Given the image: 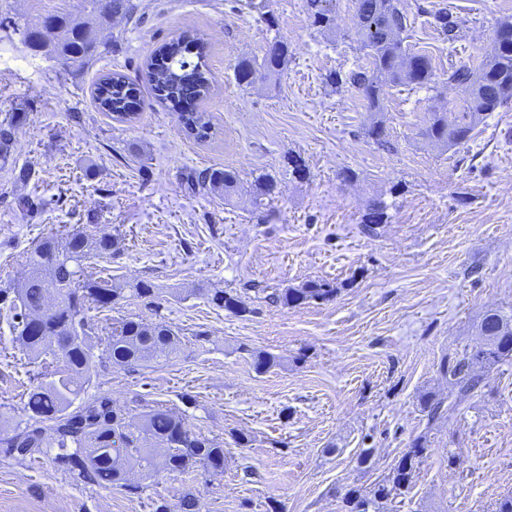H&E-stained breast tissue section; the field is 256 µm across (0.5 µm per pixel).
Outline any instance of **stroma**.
Here are the masks:
<instances>
[{"label": "stroma", "mask_w": 512, "mask_h": 512, "mask_svg": "<svg viewBox=\"0 0 512 512\" xmlns=\"http://www.w3.org/2000/svg\"><path fill=\"white\" fill-rule=\"evenodd\" d=\"M131 2L132 15L103 24L85 0H0L1 19L32 23L58 11L103 44L89 63L69 66L0 28V120L19 106L29 112L0 164V290L22 285L26 258L48 232L84 227L116 240L86 274L149 280L159 305L130 299L104 317L165 321L182 352L135 371L103 362L86 393L134 414L156 404L179 411L191 431L223 442L224 472L160 469L133 494L85 483L40 453L0 454V512H180L188 492L197 512H341L348 489L388 475L421 434L427 448L408 493L379 512H493L512 492V362L461 399L439 366L480 344L487 310L512 312V105L487 114L468 142L441 149L425 138L426 120L438 108L461 118L463 90L438 100L394 86L372 114L356 91L328 84L330 72L366 62L355 0H334L332 33L313 25L304 0H269V23L247 0ZM431 2L405 0L416 17L409 49L428 54L439 76L452 63L478 66L496 21L512 17V0H444L463 20L449 45L417 13ZM186 30L209 42L214 87L201 108L213 127L203 141L157 102L145 68L151 50ZM277 39L287 62L238 84L237 61L262 60ZM109 71L139 84L134 121L98 110L94 85ZM374 119L386 145L364 133ZM292 154L305 159L307 179L291 175ZM212 167L235 170L245 191L272 177L266 221L197 186ZM346 170L356 174L348 185ZM374 199L391 220L369 236L359 221ZM310 280L336 286V296L296 307L269 299ZM213 288L238 296L245 312L211 304ZM5 309L0 302V423L11 430L27 422L21 394L39 367L12 346ZM259 354L277 365L256 371ZM426 393L457 401L455 413L428 421ZM240 432L248 445L236 444Z\"/></svg>", "instance_id": "1"}]
</instances>
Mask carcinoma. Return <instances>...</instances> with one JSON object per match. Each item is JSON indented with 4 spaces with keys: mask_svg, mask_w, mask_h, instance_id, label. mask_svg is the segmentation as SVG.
Listing matches in <instances>:
<instances>
[{
    "mask_svg": "<svg viewBox=\"0 0 512 512\" xmlns=\"http://www.w3.org/2000/svg\"><path fill=\"white\" fill-rule=\"evenodd\" d=\"M103 21L114 14H128L129 0H86ZM306 11L319 28L334 22L332 0H305ZM430 25L442 40L457 38L460 19L445 7L429 12ZM356 29L368 58L369 67L329 75L332 83L348 85L363 95L370 112L383 111L385 88L391 85H415L432 91L438 85L456 86L467 91L465 136L472 137L477 122L512 100V21L503 20L496 30L501 40L483 60L479 71L467 65L448 70L438 82L430 60L410 54L404 46L410 37L412 22L401 0H356ZM24 42L31 48L50 43L52 52L66 62L83 65L99 54L93 32L71 25L61 12L47 13L33 26H24ZM207 43L196 32L185 31L159 45L146 61L151 90L158 102L178 115L186 133L196 140L209 138L212 130L208 113L200 104L211 93L213 75L206 63ZM288 57V44L276 41L269 46L261 67L276 71ZM257 69L249 59L234 66L238 83L250 85ZM94 100L98 109L122 120H132L141 106L139 84L127 76L109 72L95 83ZM29 113L23 108L0 121V161L11 156L13 131L26 123ZM424 135L435 144L448 147L460 144L459 131L448 124L445 113H430ZM202 181L224 188L231 194L238 187V175L229 168H210ZM276 185L265 175L255 180L251 213L261 211L265 200L275 194ZM389 206L382 200L368 202L360 224L367 233H376L389 223ZM115 242L84 229H72L44 237L28 257L29 276L12 303V345L32 360L51 355L57 363L54 378H33L26 389L23 411L37 427L0 430V453L24 460L41 448H55L56 466L83 481L103 488H130L128 476L137 469L151 476L154 452L162 444L171 446L164 453V468L184 472L200 465L214 474L224 472V448L220 442L187 428L178 412L157 405L143 415H132L115 408L107 395H93L78 405L75 399L85 391L103 360L135 369L150 361L169 362L181 348L172 327L164 321L146 323L134 317L115 319L101 354L94 353L91 339L96 325L91 311L113 308L125 295L154 300L156 288L147 280L120 283L111 277L91 278L85 274V262L112 253ZM337 289L326 282L309 281L300 288H289L276 300L295 307L300 299L327 300ZM213 305L245 312L238 297L222 289L210 290ZM484 350L477 355L466 346L440 366L448 385L461 394L478 390L485 369L512 361V314L498 309L487 311L479 324ZM426 437L415 438L390 473L363 491L349 489L342 497V512H370L379 503L404 494L422 463Z\"/></svg>",
    "mask_w": 512,
    "mask_h": 512,
    "instance_id": "carcinoma-1",
    "label": "carcinoma"
}]
</instances>
